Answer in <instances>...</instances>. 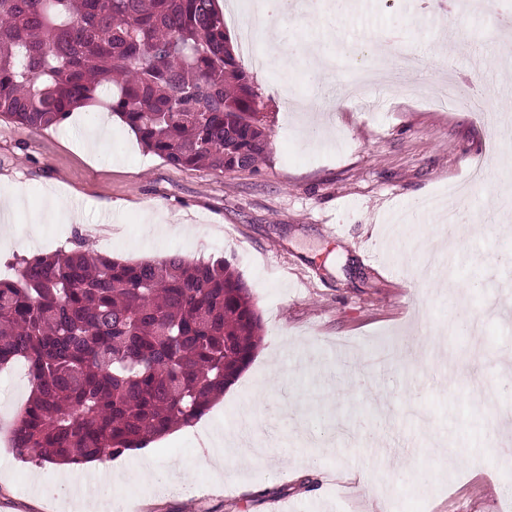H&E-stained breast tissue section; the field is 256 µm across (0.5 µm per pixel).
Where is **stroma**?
Instances as JSON below:
<instances>
[{"label":"stroma","mask_w":512,"mask_h":512,"mask_svg":"<svg viewBox=\"0 0 512 512\" xmlns=\"http://www.w3.org/2000/svg\"><path fill=\"white\" fill-rule=\"evenodd\" d=\"M506 14L512 0H485L478 13L447 0H338L332 12L280 14L294 33L335 28L322 45L335 67L253 72L271 132L254 169L172 165L110 126L98 103L39 131L0 115V189L22 197L10 229L29 254L108 225L112 242L91 247L129 261L226 259L257 304L264 336L237 385L196 424L100 462L125 473L112 498L127 512H367L373 496L392 512H512V453L496 449L512 441V231L496 223L512 216ZM377 33L393 60L377 53ZM450 81L479 83L481 107L438 106ZM104 127L102 158L86 155L83 141ZM53 195L62 208L50 209ZM158 213L170 227L161 238L150 232ZM469 219L484 220L480 234ZM463 282L459 311L478 318L474 334L448 319L449 287ZM420 319L441 355L413 345ZM274 375L282 385L256 409ZM475 382L497 424L482 422ZM255 409L268 456L217 480L199 435ZM456 456L464 468L449 467ZM405 459L424 487L401 474ZM97 472L21 462L1 435L0 512H81L71 489ZM352 472L367 474L366 493L349 490Z\"/></svg>","instance_id":"1"}]
</instances>
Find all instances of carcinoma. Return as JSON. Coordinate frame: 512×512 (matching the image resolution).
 Here are the masks:
<instances>
[{"label":"carcinoma","mask_w":512,"mask_h":512,"mask_svg":"<svg viewBox=\"0 0 512 512\" xmlns=\"http://www.w3.org/2000/svg\"><path fill=\"white\" fill-rule=\"evenodd\" d=\"M143 147L187 168L255 167L270 132L218 0H0V114L33 130L100 94ZM0 278V367L30 393L11 451L74 466L140 450L207 414L262 339L222 258L128 262L76 240Z\"/></svg>","instance_id":"cac0c4a2"}]
</instances>
